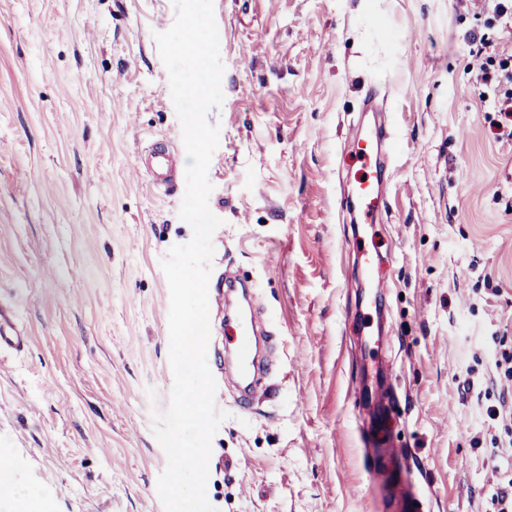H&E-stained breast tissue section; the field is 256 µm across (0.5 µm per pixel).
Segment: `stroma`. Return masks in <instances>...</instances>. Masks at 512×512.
Instances as JSON below:
<instances>
[{"label":"stroma","instance_id":"stroma-1","mask_svg":"<svg viewBox=\"0 0 512 512\" xmlns=\"http://www.w3.org/2000/svg\"><path fill=\"white\" fill-rule=\"evenodd\" d=\"M224 66L210 167L214 273L273 320L242 412L210 303L216 407L206 493L219 512H496L485 410L512 322V145L468 66L456 0H213ZM173 0H0V304L29 338L1 355L0 512H164L152 432L173 382L161 262L190 241L185 184L137 177L150 141L182 147L154 34ZM376 88L398 134L383 219L341 204ZM374 257L366 276L358 243ZM475 266L472 275L465 266ZM388 368L382 420L362 385ZM483 382L463 394L465 375ZM406 448V457L391 449ZM387 467L388 484L370 471Z\"/></svg>","mask_w":512,"mask_h":512}]
</instances>
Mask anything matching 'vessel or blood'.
<instances>
[{"label":"vessel or blood","instance_id":"vessel-or-blood-1","mask_svg":"<svg viewBox=\"0 0 512 512\" xmlns=\"http://www.w3.org/2000/svg\"><path fill=\"white\" fill-rule=\"evenodd\" d=\"M394 132L385 125L379 126L368 139L358 140L354 145L353 159L361 165V174L355 179L354 192L362 223H377L380 216L379 202L386 192L381 172L390 165ZM184 158L180 151L168 143L157 141L150 144L138 157L136 174L148 175L156 189L169 190L178 181ZM230 341L236 351L234 369L226 371V381L242 387L240 407L250 412L255 401L269 394L266 386L255 382V375L264 372V365L253 353V343L261 334V325L256 317L239 312L230 326ZM27 338L17 328L11 310L0 307V351L17 350L24 346Z\"/></svg>","mask_w":512,"mask_h":512}]
</instances>
